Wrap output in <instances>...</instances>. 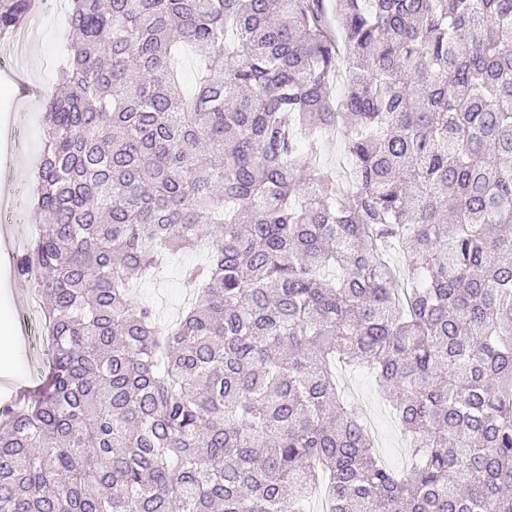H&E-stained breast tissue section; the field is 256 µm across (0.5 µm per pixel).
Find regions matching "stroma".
I'll list each match as a JSON object with an SVG mask.
<instances>
[{"label": "stroma", "instance_id": "1", "mask_svg": "<svg viewBox=\"0 0 512 512\" xmlns=\"http://www.w3.org/2000/svg\"><path fill=\"white\" fill-rule=\"evenodd\" d=\"M39 10L17 26L11 37L0 38V207L11 213L12 235L0 238V331L18 333L17 345L0 358V381L22 383L25 397H34L43 385L49 367L48 352L31 358L29 340L21 336L16 299L21 290L14 277L11 256L27 244V235L39 217L30 206L29 176L42 150V112L45 102L58 90L59 69L69 37L64 12L56 0H34ZM24 79L30 92L17 93V79ZM201 252H182L155 271L136 289V299L152 306L161 327L178 319L192 295L182 286L184 268L203 261ZM341 397L365 418L374 451L388 466L404 470L412 463L409 443L400 422L375 375L365 368L336 366Z\"/></svg>", "mask_w": 512, "mask_h": 512}]
</instances>
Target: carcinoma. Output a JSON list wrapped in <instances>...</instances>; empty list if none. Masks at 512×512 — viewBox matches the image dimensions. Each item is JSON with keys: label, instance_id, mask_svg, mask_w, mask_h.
<instances>
[{"label": "carcinoma", "instance_id": "cac0c4a2", "mask_svg": "<svg viewBox=\"0 0 512 512\" xmlns=\"http://www.w3.org/2000/svg\"><path fill=\"white\" fill-rule=\"evenodd\" d=\"M28 9L0 0V34ZM67 20L45 223L17 259L50 371L0 408V512H306L321 486L329 512H512V0H69ZM178 45L205 63L190 95ZM339 126L346 189L317 164ZM201 249L163 331L132 288ZM338 357L376 375L413 467L373 452Z\"/></svg>", "mask_w": 512, "mask_h": 512}]
</instances>
